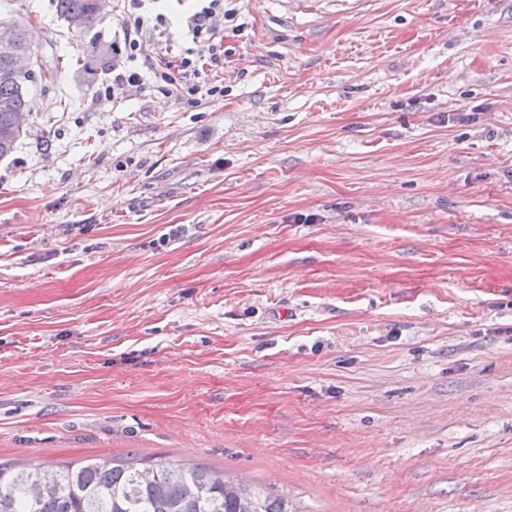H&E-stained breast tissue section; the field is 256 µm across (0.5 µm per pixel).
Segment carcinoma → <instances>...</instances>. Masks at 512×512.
I'll use <instances>...</instances> for the list:
<instances>
[{
	"mask_svg": "<svg viewBox=\"0 0 512 512\" xmlns=\"http://www.w3.org/2000/svg\"><path fill=\"white\" fill-rule=\"evenodd\" d=\"M56 12L77 32L98 19L93 0H54ZM12 58L0 50V132L13 113L27 109L30 85L45 76L39 64L12 76ZM0 512H297L288 499L260 491L241 492L239 481L207 467L188 470L144 465L137 458L93 459L76 469L8 474L0 465Z\"/></svg>",
	"mask_w": 512,
	"mask_h": 512,
	"instance_id": "obj_1",
	"label": "carcinoma"
}]
</instances>
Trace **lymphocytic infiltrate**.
<instances>
[{"label": "lymphocytic infiltrate", "mask_w": 512, "mask_h": 512, "mask_svg": "<svg viewBox=\"0 0 512 512\" xmlns=\"http://www.w3.org/2000/svg\"><path fill=\"white\" fill-rule=\"evenodd\" d=\"M145 2L117 0V20L122 37L112 44V55L118 60L112 68L113 84L140 87L150 75L164 93L193 104L223 94V86L199 80V62L190 47L178 59L159 61L147 74L136 67L135 61L147 46L157 42L179 38L190 44L204 38L210 44L211 65L219 66L224 61V21L232 15L225 7V0H196L193 10L174 19L146 8Z\"/></svg>", "instance_id": "obj_1"}]
</instances>
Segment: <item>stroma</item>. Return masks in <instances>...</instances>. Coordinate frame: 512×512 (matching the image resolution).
Listing matches in <instances>:
<instances>
[{"label":"stroma","mask_w":512,"mask_h":512,"mask_svg":"<svg viewBox=\"0 0 512 512\" xmlns=\"http://www.w3.org/2000/svg\"><path fill=\"white\" fill-rule=\"evenodd\" d=\"M232 6L192 104L0 0L57 69L0 162V464L512 512V0Z\"/></svg>","instance_id":"1"}]
</instances>
